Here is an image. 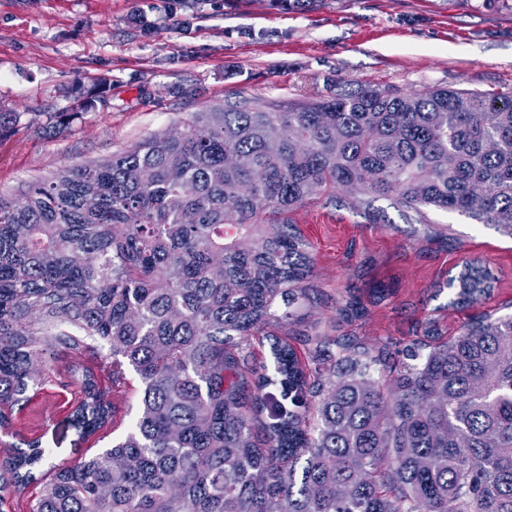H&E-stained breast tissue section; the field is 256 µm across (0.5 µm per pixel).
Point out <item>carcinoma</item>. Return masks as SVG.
Segmentation results:
<instances>
[{
    "instance_id": "1",
    "label": "carcinoma",
    "mask_w": 512,
    "mask_h": 512,
    "mask_svg": "<svg viewBox=\"0 0 512 512\" xmlns=\"http://www.w3.org/2000/svg\"><path fill=\"white\" fill-rule=\"evenodd\" d=\"M346 189L467 213L512 234V95L372 86L275 110L197 112L108 160L0 195V431L63 363L86 438L139 411L103 451L51 464L29 512H512V314L478 315L387 360L333 336L247 338L314 291L288 213ZM478 261L450 307L490 294ZM109 360L97 362L101 348ZM39 440L9 449L0 505L36 480Z\"/></svg>"
}]
</instances>
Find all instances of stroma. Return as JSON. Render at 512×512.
Instances as JSON below:
<instances>
[{
  "label": "stroma",
  "instance_id": "obj_1",
  "mask_svg": "<svg viewBox=\"0 0 512 512\" xmlns=\"http://www.w3.org/2000/svg\"><path fill=\"white\" fill-rule=\"evenodd\" d=\"M371 84L512 94V0H0V195L69 167L110 159L179 128L194 113L249 100L285 107ZM92 106L66 129L56 116L78 94ZM311 245L317 303L297 330L367 345L409 343L418 323L454 336L469 317L512 304V238L458 211H402L390 197L351 207L343 189L289 214ZM487 262L496 280L481 305L447 309L448 276ZM392 288L373 302L376 288ZM365 310L337 312L347 290ZM130 375L112 435L83 438L71 426L79 397L61 369L13 414L9 444L41 438L55 463L107 448L138 413Z\"/></svg>",
  "mask_w": 512,
  "mask_h": 512
}]
</instances>
